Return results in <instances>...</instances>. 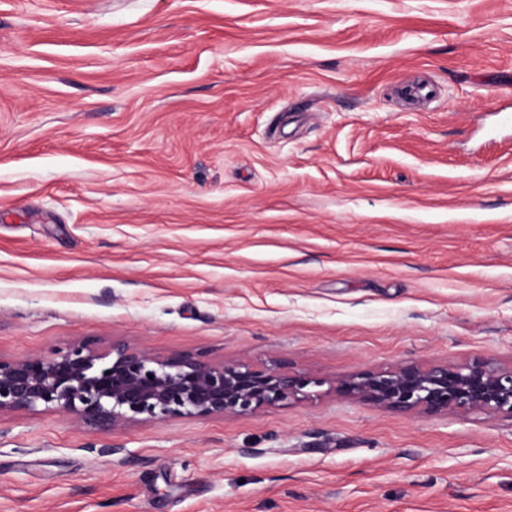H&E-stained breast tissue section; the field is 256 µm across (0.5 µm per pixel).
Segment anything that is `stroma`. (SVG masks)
<instances>
[{"mask_svg":"<svg viewBox=\"0 0 512 512\" xmlns=\"http://www.w3.org/2000/svg\"><path fill=\"white\" fill-rule=\"evenodd\" d=\"M502 112L512 0H0V357L322 380L239 418L1 414L0 512H512V420L324 384L512 363Z\"/></svg>","mask_w":512,"mask_h":512,"instance_id":"obj_1","label":"stroma"}]
</instances>
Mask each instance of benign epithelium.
I'll use <instances>...</instances> for the list:
<instances>
[{"label":"benign epithelium","instance_id":"7a95c632","mask_svg":"<svg viewBox=\"0 0 512 512\" xmlns=\"http://www.w3.org/2000/svg\"><path fill=\"white\" fill-rule=\"evenodd\" d=\"M329 385L342 399L381 411L430 416L484 413L512 420V365L401 364L323 379L279 362L217 364L188 354L160 359L114 343L86 341L51 355L0 358V414L52 411L79 426L114 430L131 423L244 417Z\"/></svg>","mask_w":512,"mask_h":512}]
</instances>
